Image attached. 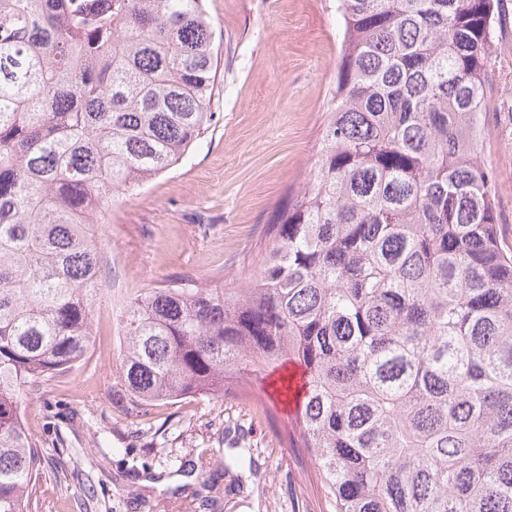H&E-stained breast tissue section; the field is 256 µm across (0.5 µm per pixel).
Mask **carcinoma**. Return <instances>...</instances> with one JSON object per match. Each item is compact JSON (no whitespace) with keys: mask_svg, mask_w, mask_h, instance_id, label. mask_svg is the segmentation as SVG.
Returning <instances> with one entry per match:
<instances>
[{"mask_svg":"<svg viewBox=\"0 0 512 512\" xmlns=\"http://www.w3.org/2000/svg\"><path fill=\"white\" fill-rule=\"evenodd\" d=\"M317 167L237 288H154L124 311L136 409L277 403L330 512H512V249L480 124L502 0H337ZM202 0H0V512L41 472L22 393L87 353L114 193L211 127Z\"/></svg>","mask_w":512,"mask_h":512,"instance_id":"cac0c4a2","label":"carcinoma"}]
</instances>
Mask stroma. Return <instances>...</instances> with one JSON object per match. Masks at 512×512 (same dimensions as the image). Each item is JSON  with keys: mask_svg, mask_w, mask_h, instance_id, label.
Here are the masks:
<instances>
[{"mask_svg": "<svg viewBox=\"0 0 512 512\" xmlns=\"http://www.w3.org/2000/svg\"><path fill=\"white\" fill-rule=\"evenodd\" d=\"M504 6L481 127L512 247V0ZM204 8L221 54L212 126L176 167L106 206L97 232L109 288L94 306L91 349L77 369L22 395L44 455L32 512H327L300 449L280 443L293 405L280 404L273 424L261 404L233 394L132 412L115 387L122 312L139 293L185 279L234 288L259 269L272 212L316 168L336 83V0Z\"/></svg>", "mask_w": 512, "mask_h": 512, "instance_id": "1", "label": "stroma"}]
</instances>
